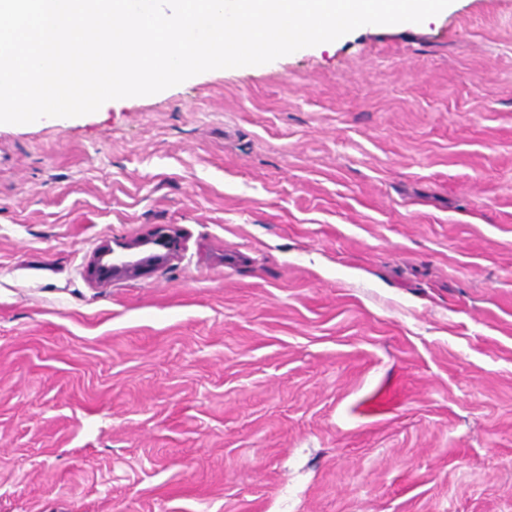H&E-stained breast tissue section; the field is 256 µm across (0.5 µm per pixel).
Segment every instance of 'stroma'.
Masks as SVG:
<instances>
[{"mask_svg":"<svg viewBox=\"0 0 512 512\" xmlns=\"http://www.w3.org/2000/svg\"><path fill=\"white\" fill-rule=\"evenodd\" d=\"M0 512H512V0L0 124ZM112 255L109 263L103 264V257ZM146 267L140 260H133L130 255H114V251L105 248L100 254V260L94 264V271H98L102 276L110 275L115 272L134 270L141 272Z\"/></svg>","mask_w":512,"mask_h":512,"instance_id":"35a3bbf8","label":"stroma"}]
</instances>
